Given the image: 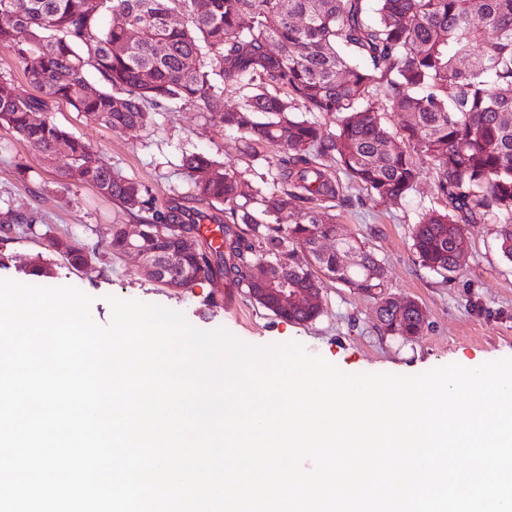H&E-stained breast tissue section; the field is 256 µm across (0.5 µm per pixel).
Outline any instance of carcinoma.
<instances>
[{
    "instance_id": "obj_1",
    "label": "carcinoma",
    "mask_w": 512,
    "mask_h": 512,
    "mask_svg": "<svg viewBox=\"0 0 512 512\" xmlns=\"http://www.w3.org/2000/svg\"><path fill=\"white\" fill-rule=\"evenodd\" d=\"M107 14L122 23L104 25ZM0 48L22 61L39 92L0 94V127L45 153L68 143L63 180L90 184L141 218L155 267L146 275L166 288L222 279L274 316L307 323L322 305L298 308L271 289L285 280L319 294L327 279L378 300L384 333L419 336L423 309L393 306L375 254L350 234L336 236V216L309 205L345 202L337 169L373 196L400 200L426 160L438 168L442 206L411 230L419 264L448 279L466 226L484 223L501 225L500 249L512 260V0H0ZM91 71L105 88L89 90ZM229 87L243 94L228 109ZM172 101L202 102L245 150L265 145L277 157L258 212L244 201L242 173L205 153L183 157L196 199L227 205L219 251L184 249L198 225L176 205L158 210L148 186L48 117L51 105L66 103L122 132L148 126V107ZM315 112L336 115V128L306 117ZM389 140L399 151L384 149ZM304 204L305 213L281 222ZM330 236L335 249L321 250ZM107 243L116 255L127 251L124 225H112ZM49 244L67 268L83 261L66 251V238ZM300 252L314 266L299 263ZM261 264L270 265L263 284L252 280Z\"/></svg>"
}]
</instances>
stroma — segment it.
Returning <instances> with one entry per match:
<instances>
[{"label": "stroma", "mask_w": 512, "mask_h": 512, "mask_svg": "<svg viewBox=\"0 0 512 512\" xmlns=\"http://www.w3.org/2000/svg\"><path fill=\"white\" fill-rule=\"evenodd\" d=\"M50 117L90 144L114 170L149 186L159 210L179 201L189 224L209 206L194 198L182 171L183 154L209 153L224 167L244 172L256 189H268L276 174L269 148L244 154L237 136L225 131L219 113L199 102L154 110L149 126L123 133L62 103L52 106ZM66 164L65 156L45 157L0 129V229L10 231L9 240H0V279L76 287L93 297L91 314L98 324L110 321L108 297L137 300L183 312L191 325L204 331L225 328L250 345L299 343L348 374L412 376L451 363L466 367L477 359L512 358V261L500 250L497 225L468 227V249L448 282L423 269L412 252V225L438 205L433 163L424 164L418 182L401 201L373 199L352 189L350 205L335 210L342 232L358 237L381 260L388 294L424 310L422 335L407 340L384 334L374 300L337 283H326L322 290V315L296 324L275 317L241 292L235 295L234 308L205 309L201 297L223 296V282L173 291L149 281L141 260L133 255L116 258L104 253L87 271L70 272L48 249L49 237L63 235L72 247L88 250L111 225L128 224L132 218L104 200L95 187L64 184ZM30 213L40 218L34 229L14 225L15 216ZM37 261L50 267V276L26 275V268Z\"/></svg>", "instance_id": "35a3bbf8"}]
</instances>
